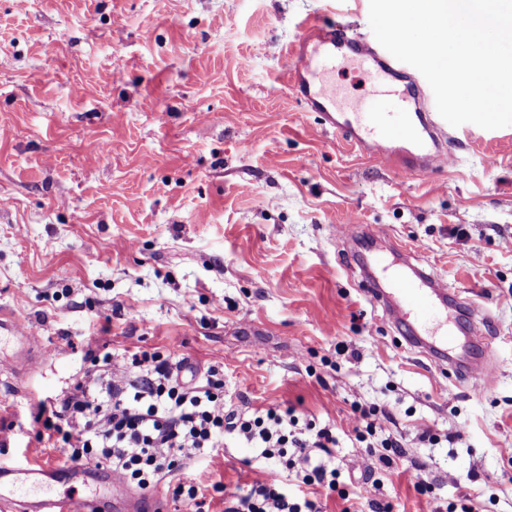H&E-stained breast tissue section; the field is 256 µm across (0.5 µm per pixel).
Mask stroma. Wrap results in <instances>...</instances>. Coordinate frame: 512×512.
Instances as JSON below:
<instances>
[{"instance_id":"obj_1","label":"stroma","mask_w":512,"mask_h":512,"mask_svg":"<svg viewBox=\"0 0 512 512\" xmlns=\"http://www.w3.org/2000/svg\"><path fill=\"white\" fill-rule=\"evenodd\" d=\"M308 17L373 35L369 0H0V312L57 351L18 373L0 343L1 458L63 464L37 447L33 413L87 380L92 350H172L223 372L243 410L333 425L355 512L368 466L398 512H512V126L453 128L447 165L421 177L319 132L286 81ZM329 83L342 103L378 95L355 66ZM352 222L480 304L483 389L409 347L369 299L338 236ZM355 402L403 454L367 456ZM426 427L439 444L417 440ZM259 464L227 437L183 471L202 507L168 512H224ZM350 421L353 424V430L359 442H366V434L368 436H374L377 428H382L376 410L371 407L367 408L360 403H353Z\"/></svg>"}]
</instances>
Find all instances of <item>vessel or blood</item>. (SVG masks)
Returning <instances> with one entry per match:
<instances>
[{
  "instance_id": "vessel-or-blood-1",
  "label": "vessel or blood",
  "mask_w": 512,
  "mask_h": 512,
  "mask_svg": "<svg viewBox=\"0 0 512 512\" xmlns=\"http://www.w3.org/2000/svg\"><path fill=\"white\" fill-rule=\"evenodd\" d=\"M348 59L367 63L373 78L386 88L410 78L400 61L377 40L329 30L311 19L303 21L287 78L308 111L319 114L322 129L338 132L350 144L403 174L421 175L446 166L450 157L446 136L424 93L402 91L404 109L394 122L383 113L371 111L365 100H353L343 106L337 103L336 92L328 86L326 77L338 62ZM371 263L384 272L386 285L371 288L369 295L395 313L397 325L413 348L434 354L437 363L443 364L448 351L457 346L459 331H466L475 343H485L487 319L479 307L449 291L435 272L421 268L411 273L391 266L381 252L372 255ZM0 329L16 340V369L23 371L52 360L53 350L13 321L0 319ZM489 366L484 358L456 369L455 374L478 390L487 381ZM95 472L107 475L111 502L53 494L55 485L71 478L72 468L1 462L0 512H147L144 498L117 477L108 476L106 467H96Z\"/></svg>"
}]
</instances>
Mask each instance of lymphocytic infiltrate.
<instances>
[{"instance_id": "obj_1", "label": "lymphocytic infiltrate", "mask_w": 512, "mask_h": 512, "mask_svg": "<svg viewBox=\"0 0 512 512\" xmlns=\"http://www.w3.org/2000/svg\"><path fill=\"white\" fill-rule=\"evenodd\" d=\"M99 370L62 401L38 406L35 420L43 429L36 442L61 450L67 462L103 464L125 483L151 490L188 462L211 458L231 435L266 465L225 512H320L315 500L290 497L268 479L271 467L307 486L336 487L332 426L300 422L290 408L239 410L225 399L218 371L186 381L171 354L141 351L127 359L108 352Z\"/></svg>"}]
</instances>
